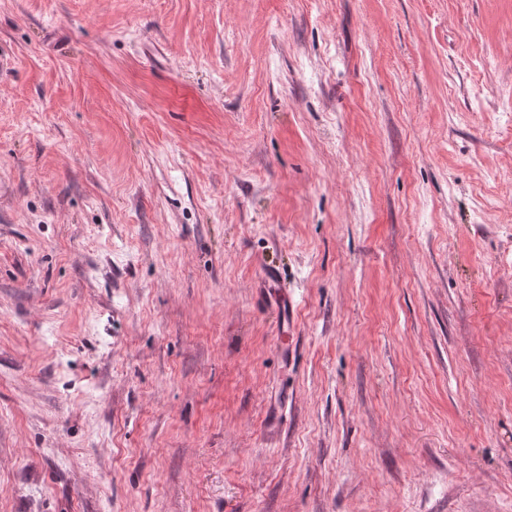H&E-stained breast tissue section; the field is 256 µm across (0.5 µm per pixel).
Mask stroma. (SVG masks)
Segmentation results:
<instances>
[{
    "mask_svg": "<svg viewBox=\"0 0 512 512\" xmlns=\"http://www.w3.org/2000/svg\"><path fill=\"white\" fill-rule=\"evenodd\" d=\"M0 512H512V0H0Z\"/></svg>",
    "mask_w": 512,
    "mask_h": 512,
    "instance_id": "35a3bbf8",
    "label": "stroma"
}]
</instances>
